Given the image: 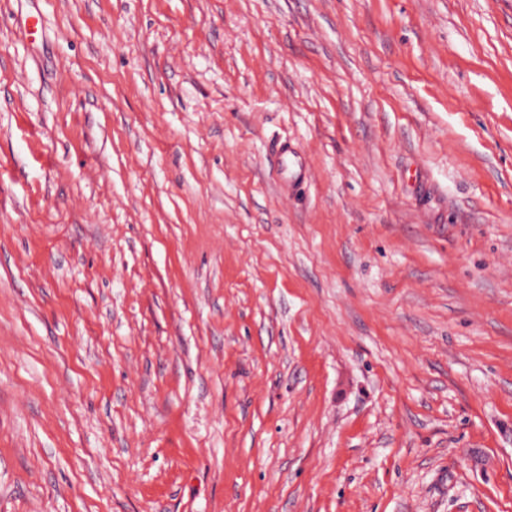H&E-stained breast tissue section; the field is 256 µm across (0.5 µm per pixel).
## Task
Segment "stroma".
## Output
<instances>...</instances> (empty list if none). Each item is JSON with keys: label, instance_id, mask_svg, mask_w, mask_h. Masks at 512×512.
I'll list each match as a JSON object with an SVG mask.
<instances>
[{"label": "stroma", "instance_id": "35a3bbf8", "mask_svg": "<svg viewBox=\"0 0 512 512\" xmlns=\"http://www.w3.org/2000/svg\"><path fill=\"white\" fill-rule=\"evenodd\" d=\"M0 512H512V0H0ZM270 154L274 157L277 163H280L281 169L287 168L291 170L295 179L301 178L303 175V164L289 148L288 144L282 141L274 142L270 146Z\"/></svg>", "mask_w": 512, "mask_h": 512}]
</instances>
